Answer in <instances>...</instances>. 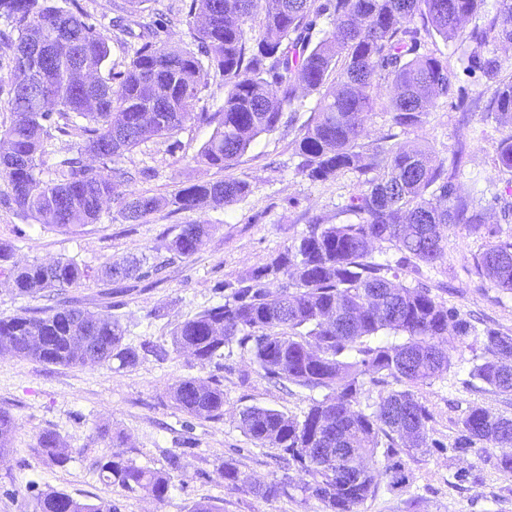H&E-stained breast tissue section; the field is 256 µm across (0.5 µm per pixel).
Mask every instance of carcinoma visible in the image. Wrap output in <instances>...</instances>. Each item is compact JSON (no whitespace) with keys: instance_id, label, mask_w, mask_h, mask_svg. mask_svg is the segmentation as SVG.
<instances>
[{"instance_id":"obj_1","label":"carcinoma","mask_w":512,"mask_h":512,"mask_svg":"<svg viewBox=\"0 0 512 512\" xmlns=\"http://www.w3.org/2000/svg\"><path fill=\"white\" fill-rule=\"evenodd\" d=\"M482 0H191L185 22L196 50L170 51L162 45L165 20L143 23L147 35L117 71L106 68L109 37L84 12L54 0H0V44L12 53L7 109L9 128L0 131V180L9 191L0 202L26 219L68 228L101 220L114 199V186L137 174L121 166L126 152L151 137H170L188 120L214 127L198 159L222 170L232 168L257 137L276 131L288 112L299 111V88L319 97L316 111L300 125L293 141L302 157L299 172L327 181L345 171L376 176L360 183L349 210L356 224L308 226L291 246L257 268L243 284L219 283L230 290L224 303L180 325L174 344L199 361L222 356L226 346L250 355L263 378L299 387L327 389L302 416L250 406L240 414L241 429L259 448L282 452L288 468L306 476L301 490L321 501L327 512H356L378 489L371 463L389 461V486L407 487L402 456L414 458L443 443L430 436L432 416L417 389L450 370L448 336H474L483 346L469 377L497 393L512 392V336L471 322L440 301L423 282L408 283L404 267L444 263L448 243L442 230L466 224L484 231L488 242L474 256L476 272L496 287L512 290V240H502L484 222L486 206L456 194L460 163L436 158L422 145L369 147L361 142L364 122L377 108L392 114L401 128L426 122L428 106L451 90L448 59L420 52L422 35L457 40L463 22ZM496 15L474 28L467 67L478 70L490 90L487 116L512 127V80L501 79L502 63L489 46L512 44V0H497ZM263 15L259 37L247 23ZM326 19L332 29L319 27ZM17 36H12V32ZM95 73L90 85L76 82L73 68ZM224 81V101L216 109L198 106L210 76ZM39 83H34L35 77ZM386 82L390 94L380 103L375 88ZM165 112L169 123L153 121ZM78 136L75 154L59 158L53 177H41L55 141ZM94 152L99 166L84 163ZM497 162L512 168V134L496 148ZM251 193L250 183L226 177L178 189L171 197L137 195L121 202L119 213L143 222L164 207L190 209L205 201L231 206ZM210 225L186 224L167 246L180 258L193 256ZM399 254L396 265L373 259L375 244ZM12 246L0 243V275L19 296L67 288L88 276L72 260L10 263ZM167 261L149 263L142 255L111 263L106 274L119 283L148 279ZM283 277L276 292L266 281ZM125 329L108 316L69 305L42 316L0 318V351L45 364L84 366L119 361L133 367L139 352L162 357L148 344H123ZM379 388L378 399L363 402L365 382ZM402 384L393 390L390 385ZM175 407L193 419L224 415V390L197 378L172 386ZM15 429L0 410V451ZM512 447V417L475 405L460 421L454 448L476 443ZM35 450L58 466L69 462L60 436L41 432ZM152 471L114 455L98 462L103 479L129 492L165 501L175 487L173 472ZM290 482L253 487L272 500L288 495ZM38 512H114L65 492L37 497Z\"/></svg>"}]
</instances>
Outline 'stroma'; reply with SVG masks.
I'll return each mask as SVG.
<instances>
[{
	"label": "stroma",
	"instance_id": "35a3bbf8",
	"mask_svg": "<svg viewBox=\"0 0 512 512\" xmlns=\"http://www.w3.org/2000/svg\"><path fill=\"white\" fill-rule=\"evenodd\" d=\"M78 2L109 36V62L114 67H122L128 52L124 35L112 25L119 17L133 21L158 10L175 15L178 21L163 33V41L177 51L193 46L188 27L179 21L190 0H140L136 5L130 0ZM423 50L447 57L452 96L437 99L420 127L398 129L389 113L374 112L365 123L363 141L372 146L392 134L400 144L427 145L441 159L462 150L465 167L455 182L457 194L469 197L478 189L495 196L485 221L497 228L499 238L512 239V169L494 162L497 143L511 135L512 129L487 118L485 79L459 62L468 51L467 42L429 38ZM317 100V95L304 94L297 124H284L258 137L227 172L198 161L212 130L196 122H187L173 137L142 143L125 154L123 164L131 169H151V178L117 185L116 201L105 206L95 224L69 229L31 225L14 209L0 205V242L12 245L15 262L48 263L63 257L91 272L89 280L63 291H43L35 298L16 295L9 279L0 275V317L70 301L118 319L126 330V343L147 340L165 352L161 359L141 356L136 366L123 369L114 361L68 367L0 354V409L10 412L16 421L13 438L0 455V512H37V497L47 490L92 503L108 501L116 512H190L200 501L216 505L220 512H324L320 501L299 490V474L280 468L276 449L255 447L239 427V413L246 407H267L299 416L311 398H322V390L268 382L256 372L249 355L236 347L203 363L173 343L179 324L223 303V294L215 289L217 283L235 284L248 278L254 269L290 246L312 222H358V215L348 209L358 189L357 173L348 171L336 179L314 183L297 171L299 159L293 144L297 125L309 118ZM228 175L251 186L250 194L230 207H169L142 224L129 223L119 214V199L134 194L167 197L179 188ZM194 222L211 226L198 251L187 259L169 257L167 245L183 225ZM445 236L446 264L405 268L401 277L439 288L440 300L479 327L512 333V291L495 287L478 275L473 265L474 255L485 245L482 234L454 224ZM141 253L159 255L168 264L156 276L131 279L115 288L105 277L104 267ZM446 353L450 371L418 391L432 413L431 435L439 440V447L407 460L410 485L402 491L389 489L384 465L376 463L379 490L358 512H512V471L496 464L503 449L486 454L475 448L453 447L457 423L470 407L481 405L512 416V395L465 384V370L471 359L481 355V343L452 336ZM189 377L219 383L224 391L220 419L191 421L175 408L170 390L177 380ZM100 425L129 435L131 442L120 453L139 466L164 472L169 457L178 455L185 486L172 490L160 503L109 484L96 467L98 460L113 453L108 442L93 437ZM47 429L58 433L71 448L66 466H56L36 452V438ZM227 459L236 461L240 482L218 477L216 470ZM276 479L292 481L288 496L265 500L253 493V485Z\"/></svg>",
	"mask_w": 512,
	"mask_h": 512
}]
</instances>
